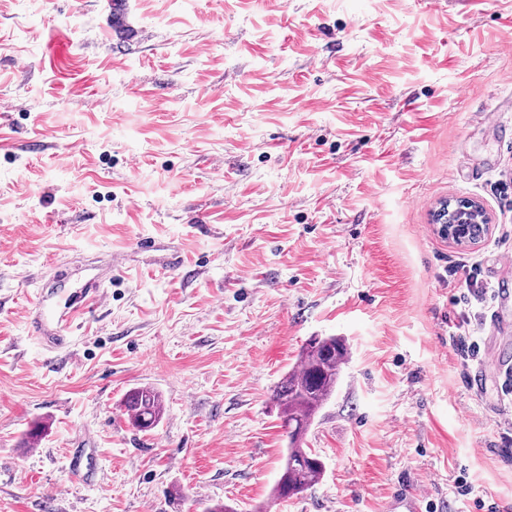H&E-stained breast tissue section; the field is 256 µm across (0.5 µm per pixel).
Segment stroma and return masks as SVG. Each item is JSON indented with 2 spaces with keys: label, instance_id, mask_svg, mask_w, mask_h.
Segmentation results:
<instances>
[{
  "label": "stroma",
  "instance_id": "stroma-1",
  "mask_svg": "<svg viewBox=\"0 0 512 512\" xmlns=\"http://www.w3.org/2000/svg\"><path fill=\"white\" fill-rule=\"evenodd\" d=\"M455 199L491 218L476 245L431 222ZM508 253L512 0H0V512H388L408 479L512 512V300H459ZM116 258L68 349L28 336L37 293ZM314 336L349 346L303 440L325 470L275 502L271 394ZM132 426L146 431L154 428L162 417V399L157 390L139 387L129 391L124 401ZM93 448L68 449L67 466L71 478L94 483L98 467L93 458Z\"/></svg>",
  "mask_w": 512,
  "mask_h": 512
}]
</instances>
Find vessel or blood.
<instances>
[{
    "label": "vessel or blood",
    "mask_w": 512,
    "mask_h": 512,
    "mask_svg": "<svg viewBox=\"0 0 512 512\" xmlns=\"http://www.w3.org/2000/svg\"><path fill=\"white\" fill-rule=\"evenodd\" d=\"M104 300L105 291L97 278L88 280L75 299L61 310L47 309L45 294H38L25 310L28 333L43 349L65 348L74 324ZM67 466L74 479L90 483L96 479L98 467L92 449H69ZM424 500L421 490L413 488L409 482H402L390 497V512H423Z\"/></svg>",
    "instance_id": "b4317fda"
}]
</instances>
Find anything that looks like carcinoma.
Returning a JSON list of instances; mask_svg holds the SVG:
<instances>
[{
  "label": "carcinoma",
  "instance_id": "carcinoma-1",
  "mask_svg": "<svg viewBox=\"0 0 512 512\" xmlns=\"http://www.w3.org/2000/svg\"><path fill=\"white\" fill-rule=\"evenodd\" d=\"M347 360L348 346L344 340L316 336L302 348L296 366L276 386L272 400L278 407L289 446L281 474L273 486L275 500L308 490L324 473V462L312 449L302 447V439L316 413L336 391ZM124 407L132 426L141 431L154 428L162 417L161 395L151 387L130 390Z\"/></svg>",
  "mask_w": 512,
  "mask_h": 512
}]
</instances>
